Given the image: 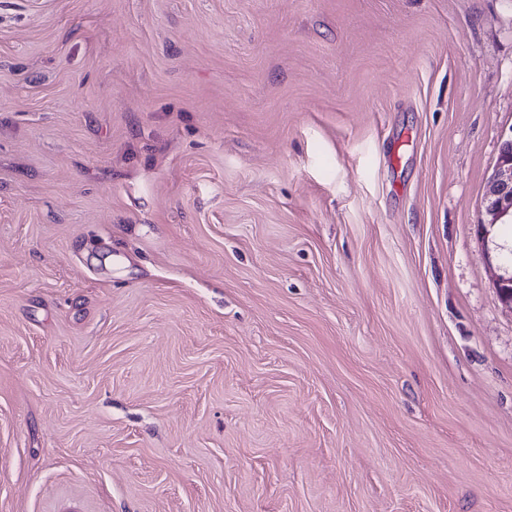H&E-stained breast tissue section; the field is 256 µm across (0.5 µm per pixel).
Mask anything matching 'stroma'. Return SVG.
<instances>
[{
    "label": "stroma",
    "mask_w": 512,
    "mask_h": 512,
    "mask_svg": "<svg viewBox=\"0 0 512 512\" xmlns=\"http://www.w3.org/2000/svg\"><path fill=\"white\" fill-rule=\"evenodd\" d=\"M511 130L512 0H0V512H512ZM484 207L490 220L487 224L477 226L485 244L488 227L512 223V130L510 138L502 144L495 169L490 176ZM486 257L500 300L505 307L512 310V269L509 272L500 263L494 265L489 251H486Z\"/></svg>",
    "instance_id": "stroma-1"
}]
</instances>
